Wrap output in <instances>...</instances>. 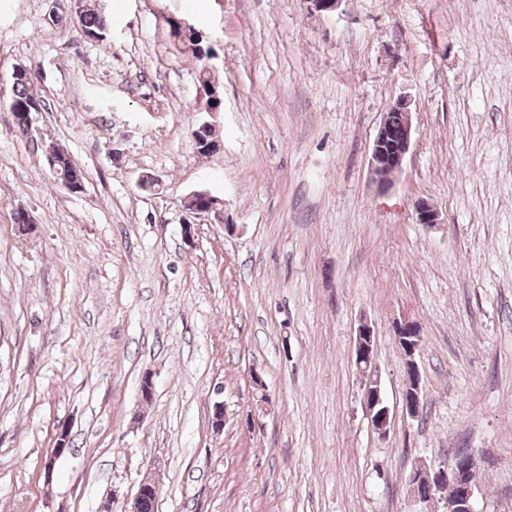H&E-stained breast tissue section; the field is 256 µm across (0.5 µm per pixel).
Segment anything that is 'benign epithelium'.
Wrapping results in <instances>:
<instances>
[{
    "mask_svg": "<svg viewBox=\"0 0 512 512\" xmlns=\"http://www.w3.org/2000/svg\"><path fill=\"white\" fill-rule=\"evenodd\" d=\"M413 139L412 110L410 100L399 97L385 112L374 138L369 158V177L380 189L390 188L401 173ZM192 142L205 148L210 154L220 151L221 143L215 124L203 122L193 130ZM189 216L185 221L184 234L192 233L194 220L200 217H214L225 230L234 228L224 223V202L211 194L197 191L184 203ZM416 223L427 226L440 221L438 211L427 201L421 200L415 208ZM393 339L405 356V371L411 373L414 387H405L402 399V413L409 418L417 417L420 408L421 377L415 362L422 336L418 325L412 321L400 320L393 326ZM354 358L358 361L361 381L362 403L373 430L382 439L387 438L394 419V410L389 406L381 389V382L374 363V329L367 322L361 323L356 331ZM478 471L475 456L464 452L452 462L430 470L422 464L412 467L407 484L411 496L418 502L432 506L441 499V494L452 485L456 489L454 504L450 512H481L475 496ZM157 495L156 486L150 481L140 484L130 507L121 512H142L143 498Z\"/></svg>",
    "mask_w": 512,
    "mask_h": 512,
    "instance_id": "7a95c632",
    "label": "benign epithelium"
}]
</instances>
